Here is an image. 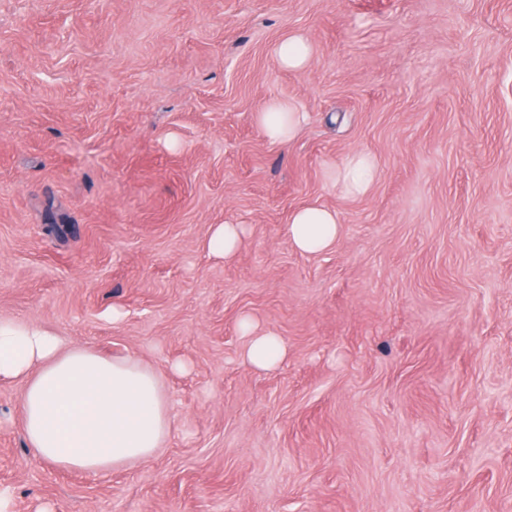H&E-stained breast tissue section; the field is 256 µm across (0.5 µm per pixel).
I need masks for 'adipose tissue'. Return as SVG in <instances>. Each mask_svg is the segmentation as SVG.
Wrapping results in <instances>:
<instances>
[{"instance_id":"obj_1","label":"adipose tissue","mask_w":512,"mask_h":512,"mask_svg":"<svg viewBox=\"0 0 512 512\" xmlns=\"http://www.w3.org/2000/svg\"><path fill=\"white\" fill-rule=\"evenodd\" d=\"M256 121L273 143L294 139L305 114L291 100L269 101ZM378 176L372 155L356 153L332 180L341 195L366 196ZM340 233L336 210L308 205L295 210L289 235L303 253L330 248ZM242 357L269 370L287 356L277 336L243 322ZM20 379L22 427L30 448L53 465L102 473L146 460L170 429L169 406L157 374L131 357L107 358L89 346L68 344L49 331L0 319V380Z\"/></svg>"}]
</instances>
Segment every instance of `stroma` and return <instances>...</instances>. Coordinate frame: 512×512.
<instances>
[{
  "label": "stroma",
  "mask_w": 512,
  "mask_h": 512,
  "mask_svg": "<svg viewBox=\"0 0 512 512\" xmlns=\"http://www.w3.org/2000/svg\"><path fill=\"white\" fill-rule=\"evenodd\" d=\"M313 204L341 233L307 254ZM0 318L139 359L171 416L147 460L67 471L1 380L12 512H512V0H0ZM280 66L288 70L302 69L311 59L308 41L299 34L289 35L276 49ZM256 121L270 142L282 143L291 141L301 131L305 112L294 101L273 99L257 113ZM378 176L376 159L365 153H356L347 159L344 166L332 175L336 189L345 197L366 196ZM340 233L336 210L308 205L295 210L289 235L293 246L303 253H319L330 248ZM244 237L242 224H215L208 238L211 255L229 260L238 252ZM242 330L248 338L242 357L249 365L269 370L285 360L287 348L278 336L258 331L248 320L243 322Z\"/></svg>",
  "instance_id": "obj_1"
}]
</instances>
